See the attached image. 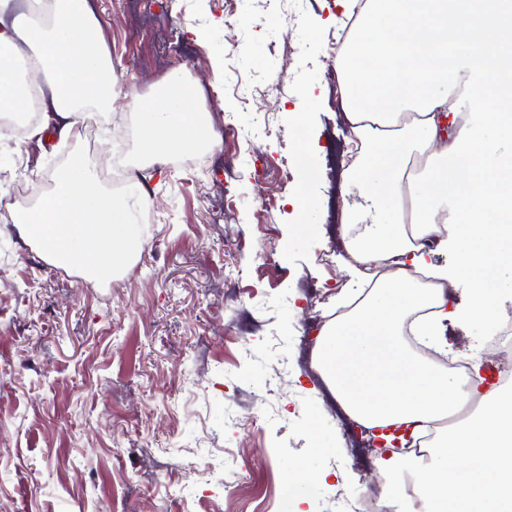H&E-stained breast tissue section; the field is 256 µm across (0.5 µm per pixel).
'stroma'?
I'll list each match as a JSON object with an SVG mask.
<instances>
[{
    "label": "stroma",
    "instance_id": "obj_1",
    "mask_svg": "<svg viewBox=\"0 0 512 512\" xmlns=\"http://www.w3.org/2000/svg\"><path fill=\"white\" fill-rule=\"evenodd\" d=\"M89 0L118 85L150 92L175 71L195 84L238 178L231 202L211 189L222 174L148 164L123 100L93 114L98 141L123 151L145 178L155 223L129 266L106 283L49 265L0 220V512H284L295 469L336 470L303 485L305 512H344L381 486L378 461L350 448L341 408L305 350L353 292L355 261L335 234L293 231L288 198L316 200L303 218L349 213L363 194L344 179L350 146L336 112L309 110L326 83L324 60L341 26L324 0ZM297 47L289 58V47ZM309 117L320 175L302 186L268 176L273 204L260 222L254 145L297 168L289 113ZM74 137L0 135V195L15 182L51 191ZM333 252V266L319 257ZM483 325L448 328V349L489 360Z\"/></svg>",
    "mask_w": 512,
    "mask_h": 512
}]
</instances>
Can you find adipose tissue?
<instances>
[{
	"label": "adipose tissue",
	"instance_id": "1",
	"mask_svg": "<svg viewBox=\"0 0 512 512\" xmlns=\"http://www.w3.org/2000/svg\"><path fill=\"white\" fill-rule=\"evenodd\" d=\"M507 12L512 0H368L336 60L350 90L346 116L358 125L347 177L371 187L356 217L385 216L377 230L346 238L358 262L353 277L371 279L379 261L391 271L356 312L324 326L314 366L346 414L371 428L426 425L480 397L478 424L453 429L416 473L428 512H512V394L478 393L402 338L407 311L423 310L413 332L435 340L450 324H492L508 300L500 276L512 272V113L498 100L512 87V44L496 35ZM100 27L88 0H51L24 19L0 11V112L20 107L21 71L45 80L38 136L51 129L67 137L86 105L117 99ZM367 58L374 67H363ZM463 102L473 107L464 124ZM127 105L138 118L139 152L152 163L222 141L180 75ZM436 144L438 162L415 184L408 163ZM434 248L452 263L430 267ZM424 269L435 287L416 279Z\"/></svg>",
	"mask_w": 512,
	"mask_h": 512
}]
</instances>
